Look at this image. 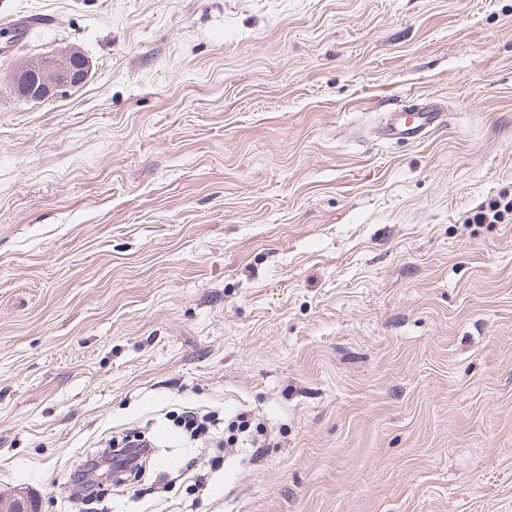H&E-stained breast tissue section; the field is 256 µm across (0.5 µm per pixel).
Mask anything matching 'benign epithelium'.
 Instances as JSON below:
<instances>
[{
  "instance_id": "obj_1",
  "label": "benign epithelium",
  "mask_w": 512,
  "mask_h": 512,
  "mask_svg": "<svg viewBox=\"0 0 512 512\" xmlns=\"http://www.w3.org/2000/svg\"><path fill=\"white\" fill-rule=\"evenodd\" d=\"M78 56L79 52L66 47L50 56L33 58L11 72L9 81L22 99L46 100L88 79V61L81 60L76 68L71 65Z\"/></svg>"
}]
</instances>
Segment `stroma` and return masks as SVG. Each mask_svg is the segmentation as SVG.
<instances>
[{"instance_id": "1", "label": "stroma", "mask_w": 512, "mask_h": 512, "mask_svg": "<svg viewBox=\"0 0 512 512\" xmlns=\"http://www.w3.org/2000/svg\"><path fill=\"white\" fill-rule=\"evenodd\" d=\"M0 496L512 512V0H0ZM72 46L85 84L7 75ZM435 102L419 142L377 135ZM212 415L207 443L177 426ZM242 411L268 447L231 452ZM129 430L146 473L71 478Z\"/></svg>"}]
</instances>
